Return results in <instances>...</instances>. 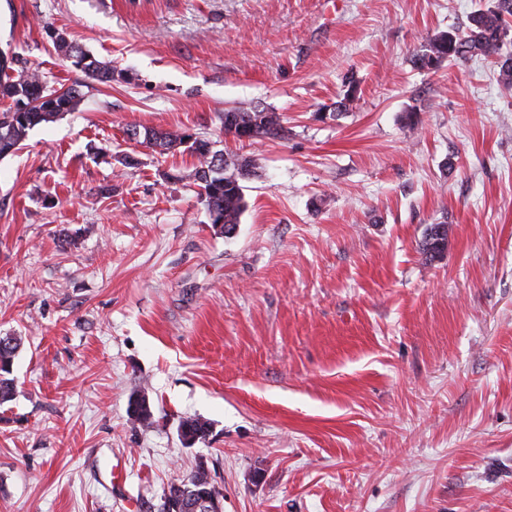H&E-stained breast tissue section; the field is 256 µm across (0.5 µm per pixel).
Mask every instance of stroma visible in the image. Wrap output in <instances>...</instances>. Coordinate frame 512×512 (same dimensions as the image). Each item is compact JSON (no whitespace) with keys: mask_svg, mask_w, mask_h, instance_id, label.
Wrapping results in <instances>:
<instances>
[{"mask_svg":"<svg viewBox=\"0 0 512 512\" xmlns=\"http://www.w3.org/2000/svg\"><path fill=\"white\" fill-rule=\"evenodd\" d=\"M486 2L0 0V50L86 87L0 159V336L23 339L0 512H158L200 463L224 512H512V90L483 59L410 61ZM241 103L287 138L225 137ZM130 125L254 159L233 236L167 179L193 157ZM189 416L213 431L186 447ZM54 45L58 54L72 60L73 65L80 67L88 78L100 83H109L114 79L115 71L112 65L97 60L79 45L69 41L63 33H55ZM140 135L142 140L137 141V144L145 145L161 156L172 153L180 146H184L190 137L185 130L159 131L145 127L143 131L140 130ZM448 224H432L420 243V250L426 259L433 261L439 258L448 247Z\"/></svg>","mask_w":512,"mask_h":512,"instance_id":"1","label":"stroma"}]
</instances>
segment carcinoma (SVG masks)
<instances>
[{
  "label": "carcinoma",
  "instance_id": "obj_1",
  "mask_svg": "<svg viewBox=\"0 0 512 512\" xmlns=\"http://www.w3.org/2000/svg\"><path fill=\"white\" fill-rule=\"evenodd\" d=\"M512 41V0H489L486 7L469 17L464 32L442 31L429 38L412 57L414 66L422 71L436 72L444 63L480 56L497 70L499 81L512 87V53L503 51ZM58 54L72 61L88 78L109 83L114 76L112 65L97 60L79 45L69 41L60 32L54 35ZM357 85L348 78L347 90L336 103L334 112L341 114L353 105ZM82 98L77 85L54 88L46 76L29 61L16 53L0 51V158L15 153L35 127L57 120L66 112L75 110ZM224 137L242 140L243 131L253 132L251 139L277 138L284 132L283 117L275 110L258 104L238 105L224 110L221 115ZM144 145L160 156L174 152L181 146L195 158L188 177L199 187V196L209 214L210 223L224 226V236L240 224L247 204L241 181L252 172L254 164L247 157L227 158L213 149L211 142L194 139L187 142V131H159L145 128L140 132ZM448 224H432L420 243L426 259L439 258L448 247ZM0 336V406L13 400V364L21 346V337L10 336L1 344ZM183 434L199 441L212 432V423L200 417H186L179 423ZM186 480L196 491L194 498L177 507L178 485L172 484L163 493L159 512H205L206 497L220 494L210 472L196 468Z\"/></svg>",
  "mask_w": 512,
  "mask_h": 512
}]
</instances>
